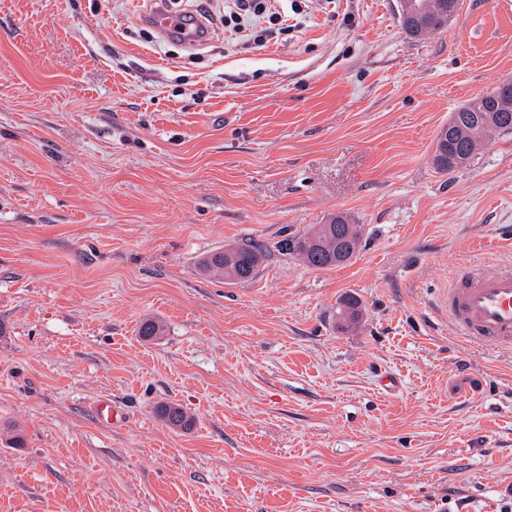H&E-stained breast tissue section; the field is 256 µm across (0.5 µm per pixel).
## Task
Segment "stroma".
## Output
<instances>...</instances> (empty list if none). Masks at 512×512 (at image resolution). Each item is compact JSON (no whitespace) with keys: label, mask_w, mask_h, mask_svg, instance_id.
<instances>
[{"label":"stroma","mask_w":512,"mask_h":512,"mask_svg":"<svg viewBox=\"0 0 512 512\" xmlns=\"http://www.w3.org/2000/svg\"><path fill=\"white\" fill-rule=\"evenodd\" d=\"M149 9L0 0V429L23 440L0 436V512H512V352L433 304L512 262V132L432 165L451 113L512 82V0L423 40L398 0H309L302 29L197 46ZM338 212L347 264L279 250ZM242 243L255 279L199 274ZM156 6L148 13L142 15L144 23L157 29L163 35L171 36L180 33L176 22L171 15L166 1H156ZM157 417L174 430H187L192 419L175 403H165L156 408Z\"/></svg>","instance_id":"1"}]
</instances>
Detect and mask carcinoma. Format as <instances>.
<instances>
[{
  "instance_id": "1",
  "label": "carcinoma",
  "mask_w": 512,
  "mask_h": 512,
  "mask_svg": "<svg viewBox=\"0 0 512 512\" xmlns=\"http://www.w3.org/2000/svg\"><path fill=\"white\" fill-rule=\"evenodd\" d=\"M423 13L422 27L402 25L414 39L443 29L448 24L446 14L456 13L459 0H448V13L433 8L432 0H417ZM512 131V88L498 85L479 98V106L466 102L452 113L448 124L437 134L433 165L441 172L462 170L472 163L482 140L479 135L492 132ZM363 228L338 213L325 224L302 235L281 241L280 249L299 258L315 269H332L349 262L362 247ZM263 262V254L251 245L230 246L228 249L203 256L197 265L198 272L207 277H218L235 284L255 278ZM360 314L359 300L348 297L342 302L337 317L344 322H357ZM138 336L154 341L164 333L163 324L155 318L142 320L137 328ZM157 417L174 430H187L192 419L175 403H165L156 408Z\"/></svg>"
}]
</instances>
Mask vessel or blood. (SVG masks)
<instances>
[{
  "label": "vessel or blood",
  "mask_w": 512,
  "mask_h": 512,
  "mask_svg": "<svg viewBox=\"0 0 512 512\" xmlns=\"http://www.w3.org/2000/svg\"><path fill=\"white\" fill-rule=\"evenodd\" d=\"M160 33L177 34L166 0L142 17ZM436 308L447 315L456 332L485 347L512 351V264L486 270L481 264L460 267L447 289L436 298Z\"/></svg>",
  "instance_id": "1"
}]
</instances>
